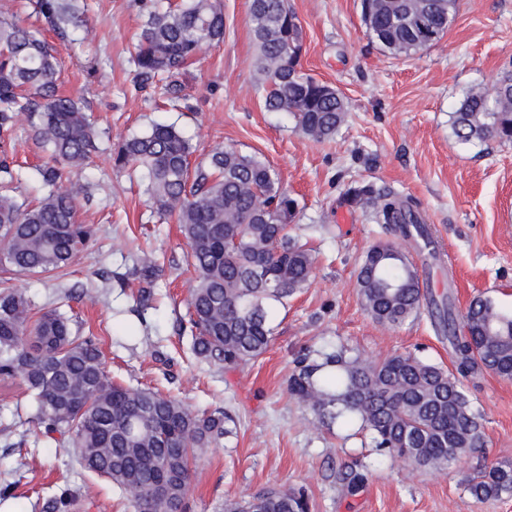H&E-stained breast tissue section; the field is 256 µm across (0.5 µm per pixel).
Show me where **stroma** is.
Segmentation results:
<instances>
[{
    "label": "stroma",
    "mask_w": 512,
    "mask_h": 512,
    "mask_svg": "<svg viewBox=\"0 0 512 512\" xmlns=\"http://www.w3.org/2000/svg\"><path fill=\"white\" fill-rule=\"evenodd\" d=\"M37 0H0V11L41 30L60 62V90L85 101L100 133L85 168H63L66 183L87 185L79 219L93 225L89 250L60 279L19 277L35 307L78 317L100 340L116 381L156 388L195 409H228L237 434L199 453L190 512H221L225 499L274 486L306 487L312 512H512V494L474 501L466 480L483 463L512 462V380L483 373L463 382L480 415L487 457L460 459L425 473L378 455L359 425L321 427L288 394L293 359L302 348L344 344L379 357L413 352L451 368L448 343L428 309L395 327L375 323L357 288L365 252L387 233L351 200L369 186L409 201L439 248L440 266L412 260L428 286L451 291L457 312L475 296L512 314V142H463L452 116L468 92L512 72V0H458L455 22L438 42L411 56L384 49L367 28L361 0H288L302 26L301 66L333 85L348 117L331 139L304 135L293 118L264 108L256 70L249 0H221L224 40L206 48L170 85L139 87L133 63L141 15L135 0H77L95 36L55 29ZM36 117L18 113L0 135V160L22 166L17 200L41 195L35 169L49 153L35 134ZM175 125L202 152L233 147L257 155L280 175L298 210L290 234L315 258L313 276L273 318L274 337L255 363L217 369L198 360L179 323L194 281L186 241L175 218L152 214L140 178L114 172L112 145L153 123ZM158 268L147 309L128 271L142 261ZM31 412L20 381H0V512H40L39 498L70 485L80 512H134L129 496L92 476L70 448L26 424ZM358 464L362 488L347 494L337 479Z\"/></svg>",
    "instance_id": "obj_1"
}]
</instances>
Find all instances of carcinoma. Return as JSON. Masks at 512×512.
Masks as SVG:
<instances>
[{"label": "carcinoma", "mask_w": 512, "mask_h": 512, "mask_svg": "<svg viewBox=\"0 0 512 512\" xmlns=\"http://www.w3.org/2000/svg\"><path fill=\"white\" fill-rule=\"evenodd\" d=\"M445 10H427L422 0H362L364 20L376 40L394 55L410 56L426 46L415 18L428 15L435 40L448 31L457 0ZM51 22L68 13L65 0H38ZM143 22L136 35L134 64L140 83L170 78L206 47L224 40V12L215 0H177L165 6L139 0ZM288 0H250L249 20L258 46L257 68L265 85L264 106L285 112L315 141L333 137L347 106L331 85L294 68L289 46L301 28H289ZM58 61L39 31L0 13V129L14 114L38 118L37 137L50 147L53 164L39 170L48 192L34 204L7 193L14 175L0 162V269L14 275H54L69 267L91 243L94 230L78 220L82 186L63 187L59 165L81 166L95 149L96 127L82 102L58 93ZM460 141H512V76L492 93L469 91L454 113ZM199 145L174 126L154 123L142 135L119 141L112 152L117 171L146 170L155 213L176 218L187 243L186 263L196 273L187 318L193 354L224 369L260 358L272 340L278 307L306 287L314 258L288 233L297 202L278 172L235 148L216 149L191 164ZM352 198L371 205L386 230L408 247L440 260L429 228L410 204L368 186L352 187ZM143 284L140 300L153 295L156 266L134 270ZM359 296L371 318L398 326L417 316L426 300L420 273L408 252L380 241L366 252L357 276ZM431 315L452 351L446 370L412 353L370 359L343 345L305 348L295 358L288 393L321 420L360 426L376 448L412 467L445 471L467 453L483 450L479 414L460 379L490 372L512 379V315L476 297L462 320L445 295ZM19 378L33 400L30 423L43 435L60 437L75 450L82 468L127 493L136 512H187L194 451L218 446L233 434L232 416L222 410L198 413L183 401L151 389L116 383L104 366L97 341L73 330L71 320L35 310L29 298L0 282V379ZM174 471L176 491L159 497L158 468ZM349 494L364 475L339 473ZM478 501L512 494V463L480 468L465 487ZM77 494L67 485L44 498L42 512H75ZM301 488H269L246 500L227 499L224 512H311Z\"/></svg>", "instance_id": "carcinoma-1"}]
</instances>
